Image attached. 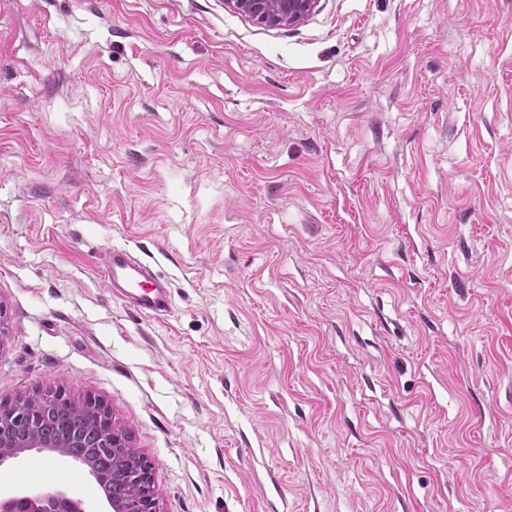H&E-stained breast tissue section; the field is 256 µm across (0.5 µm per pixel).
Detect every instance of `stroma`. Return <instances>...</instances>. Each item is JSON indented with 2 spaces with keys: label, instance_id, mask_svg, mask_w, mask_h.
Returning <instances> with one entry per match:
<instances>
[{
  "label": "stroma",
  "instance_id": "stroma-1",
  "mask_svg": "<svg viewBox=\"0 0 512 512\" xmlns=\"http://www.w3.org/2000/svg\"><path fill=\"white\" fill-rule=\"evenodd\" d=\"M0 307V400L103 399L161 512H512V0H0ZM318 0H225L227 7L269 27L294 26L304 22ZM102 278L112 297L137 313L152 316L170 309L169 282L126 248L112 247L108 250Z\"/></svg>",
  "mask_w": 512,
  "mask_h": 512
}]
</instances>
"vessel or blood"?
<instances>
[{"instance_id": "vessel-or-blood-1", "label": "vessel or blood", "mask_w": 512, "mask_h": 512, "mask_svg": "<svg viewBox=\"0 0 512 512\" xmlns=\"http://www.w3.org/2000/svg\"><path fill=\"white\" fill-rule=\"evenodd\" d=\"M102 278L113 297L137 313L158 315L171 306L168 281L128 249L114 247L108 250Z\"/></svg>"}]
</instances>
